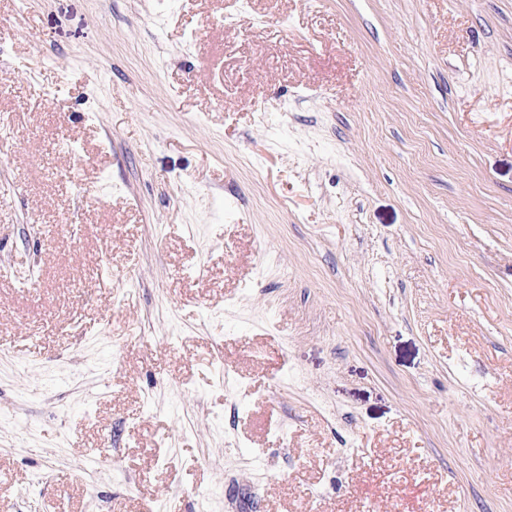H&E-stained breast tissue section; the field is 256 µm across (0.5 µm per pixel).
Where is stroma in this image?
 Segmentation results:
<instances>
[{
  "label": "stroma",
  "mask_w": 512,
  "mask_h": 512,
  "mask_svg": "<svg viewBox=\"0 0 512 512\" xmlns=\"http://www.w3.org/2000/svg\"><path fill=\"white\" fill-rule=\"evenodd\" d=\"M0 512H512V0H0Z\"/></svg>",
  "instance_id": "obj_1"
}]
</instances>
